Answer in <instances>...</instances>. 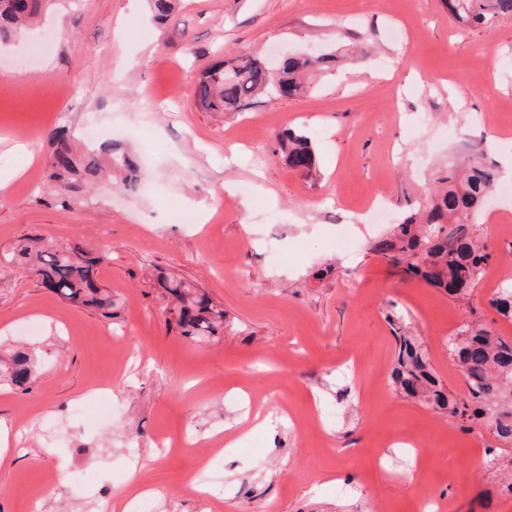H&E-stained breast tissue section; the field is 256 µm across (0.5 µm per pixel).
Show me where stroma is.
<instances>
[{
	"label": "stroma",
	"instance_id": "1",
	"mask_svg": "<svg viewBox=\"0 0 512 512\" xmlns=\"http://www.w3.org/2000/svg\"><path fill=\"white\" fill-rule=\"evenodd\" d=\"M337 55L333 75L291 98L208 112L201 74L224 60ZM465 98H458V91ZM111 126L138 165L136 191L106 181L62 205L51 135ZM305 130L321 175L278 149ZM480 142L501 170L505 211L476 232L494 253L460 303L370 253L351 222L382 199L392 216L423 202L434 172ZM512 15L459 26L440 0H175L160 23L147 0H56L38 29L0 44V351L27 347L33 378L0 381V512H105L110 495L153 490L155 512H512L478 457L493 438L393 390L403 316L449 390H464L448 337L512 276ZM196 216L193 224L175 211ZM355 251L337 252L338 229ZM102 256L111 315L76 308L10 265L27 238ZM193 283L224 310V332L197 342L168 322L158 274ZM95 406V423L75 406ZM399 436L425 450L418 481ZM97 472L84 489L66 477ZM215 478L192 491L193 480Z\"/></svg>",
	"mask_w": 512,
	"mask_h": 512
}]
</instances>
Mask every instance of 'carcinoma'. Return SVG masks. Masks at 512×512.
I'll return each instance as SVG.
<instances>
[{
    "label": "carcinoma",
    "instance_id": "1",
    "mask_svg": "<svg viewBox=\"0 0 512 512\" xmlns=\"http://www.w3.org/2000/svg\"><path fill=\"white\" fill-rule=\"evenodd\" d=\"M448 12L462 24L484 23L496 15H512V0H445ZM53 0H0V39L36 22ZM336 57L320 54L312 59L290 56L273 77L261 58L240 56L220 64L199 80L197 101L212 112H237L260 95L291 97L305 89L307 76L329 72ZM55 149L50 177L58 182L62 202L72 199L80 183L97 179L104 168L125 172L123 184L137 188V165L121 144L103 141L77 149L66 126L53 134ZM288 163L306 177L319 171L316 153L308 136L285 128L277 136ZM499 172L472 155L463 165L450 164L434 178L435 190L419 209L397 221L385 236L371 241L368 250L390 263L403 266L409 277L419 278L452 299L468 298L480 283L492 260V252L472 227L469 218L488 209ZM19 263L31 267L51 292L74 307H95L112 313V295L97 279L102 257L80 246L55 249L32 238L18 250ZM160 286L174 306L170 314L183 336L202 339L224 332V311L182 280L161 277ZM490 306L504 321L512 323V278L496 288ZM399 348L392 369L394 387L411 398L435 406L448 419L471 430L486 426L495 441L512 448V336H505L485 323L482 314L471 317L448 339V354L460 372L465 390L445 389L420 345L409 336L398 337ZM35 363L24 351L0 357V375L18 386L32 377ZM484 467L506 478L512 494V451L486 449Z\"/></svg>",
    "mask_w": 512,
    "mask_h": 512
}]
</instances>
